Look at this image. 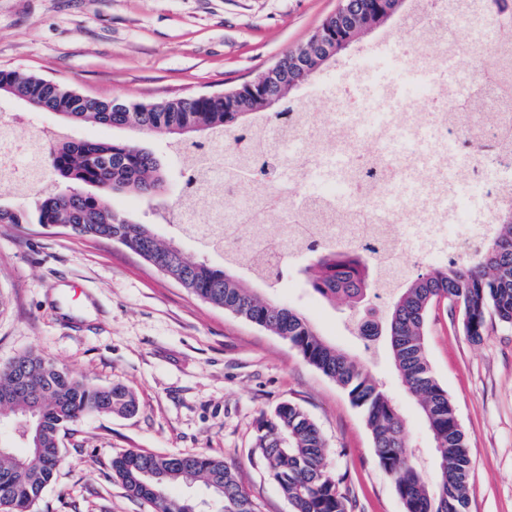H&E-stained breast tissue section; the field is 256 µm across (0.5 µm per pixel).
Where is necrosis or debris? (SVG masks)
<instances>
[{"label":"necrosis or debris","mask_w":512,"mask_h":512,"mask_svg":"<svg viewBox=\"0 0 512 512\" xmlns=\"http://www.w3.org/2000/svg\"><path fill=\"white\" fill-rule=\"evenodd\" d=\"M448 0H422L412 28L428 43L468 46L481 61L458 72L451 52H426L408 42L397 53L406 80L393 87L371 59L325 94V114H310L296 129H264L260 138L274 160L296 164L297 178L276 175L270 203L290 191L305 204L325 202L316 226L330 241L358 248L390 241L406 273V257L431 258L430 243L445 239L441 261L461 262L480 246L492 227L500 200H512V95L502 92L490 70L503 42H512V0L475 20L453 14L451 27L439 18ZM332 177L316 192L305 182L322 172ZM0 182L19 196L48 185L44 154L36 140L0 133ZM484 203V219L472 221L473 198ZM243 182L224 181L216 161L207 182L185 198L178 216L202 238L234 228L241 212L254 209Z\"/></svg>","instance_id":"1"}]
</instances>
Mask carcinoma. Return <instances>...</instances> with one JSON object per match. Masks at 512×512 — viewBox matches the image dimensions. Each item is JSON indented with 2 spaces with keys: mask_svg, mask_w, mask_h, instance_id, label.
<instances>
[{
  "mask_svg": "<svg viewBox=\"0 0 512 512\" xmlns=\"http://www.w3.org/2000/svg\"><path fill=\"white\" fill-rule=\"evenodd\" d=\"M327 47L304 42L280 63L288 80L264 93L240 84L237 93L199 95L153 103L101 100L65 85L12 69H0V88L35 103L34 112L59 111L70 124L93 123L105 128L168 136L178 155L192 151L199 165L215 148L233 152V142L263 127L293 119L288 102L279 112L269 101L284 96L316 75L317 60ZM51 185L36 192L32 209L0 206V224L61 226L79 237L112 240L139 255L198 298L221 307L287 340L313 367L332 379L359 408L381 467L394 483L405 512H467L472 460L465 434L447 390L435 377L427 353V322L431 311L448 303L466 334L481 339L487 324L512 326V202L495 211L492 231L479 249L460 263H438L393 282L379 302L382 266L375 248L364 251L312 236L300 257L311 290L330 304L348 310L347 329L364 340L372 353L384 347L406 391L439 444L434 474L424 475L409 450L406 420L384 383L367 360L328 341L298 309L253 288L258 281L276 287L288 270L284 261L265 271L247 267L235 254L240 244L224 242V266L192 260L161 239L154 225L133 222L112 208V195L130 192L155 202L166 192L163 161L132 140L92 141L54 135L45 155ZM266 162L255 159L244 169L232 168L227 180L245 178L265 184ZM136 409L132 392L116 383L97 386L77 377L37 350L26 351L0 366V417H11V434L26 452L0 444V512H32L62 463L60 434L70 424L94 414H127ZM255 451L291 512H350L343 479L328 468L329 450L323 435L298 405L278 404L258 423ZM113 475L126 491L147 501L152 512H192L195 502L170 496L172 485L204 483L212 512H254L234 469L204 455H158L136 451L112 458Z\"/></svg>",
  "mask_w": 512,
  "mask_h": 512,
  "instance_id": "1",
  "label": "carcinoma"
}]
</instances>
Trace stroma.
Instances as JSON below:
<instances>
[{
  "label": "stroma",
  "instance_id": "obj_1",
  "mask_svg": "<svg viewBox=\"0 0 512 512\" xmlns=\"http://www.w3.org/2000/svg\"><path fill=\"white\" fill-rule=\"evenodd\" d=\"M340 0H0V68L34 73L100 99L154 102L216 93L242 83L305 42ZM401 17L363 37L292 96L320 112V91L370 52L410 40ZM82 139L135 138L174 158L158 135L95 125ZM112 206L155 225L186 256L215 266L224 256L162 221L155 204L117 194ZM277 297L302 311L339 347L358 354L343 307L323 302L302 274ZM35 349L94 384L126 385L134 414L92 415L62 438L64 463L35 512H151L113 479L125 451L204 454L232 466L256 512H291L255 451L258 421L284 401L298 404L326 440L329 467L344 476L352 512H403L379 465L363 415L347 393L287 340L208 304L123 245L61 227L0 224V365ZM427 351L467 434L473 459L468 512H512V327L466 335L447 306L432 312ZM407 419L424 471L437 455L415 401L387 351L369 361Z\"/></svg>",
  "mask_w": 512,
  "mask_h": 512
}]
</instances>
